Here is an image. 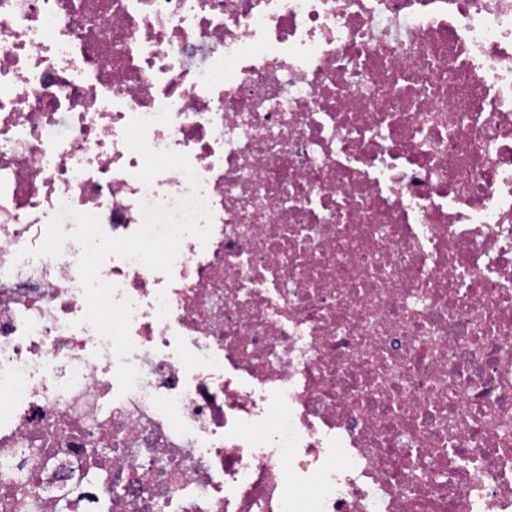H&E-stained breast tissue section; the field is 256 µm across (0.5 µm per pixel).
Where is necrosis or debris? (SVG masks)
Segmentation results:
<instances>
[{"mask_svg": "<svg viewBox=\"0 0 512 512\" xmlns=\"http://www.w3.org/2000/svg\"><path fill=\"white\" fill-rule=\"evenodd\" d=\"M196 191L120 394L18 253ZM0 512H512V0H0Z\"/></svg>", "mask_w": 512, "mask_h": 512, "instance_id": "1", "label": "necrosis or debris"}]
</instances>
